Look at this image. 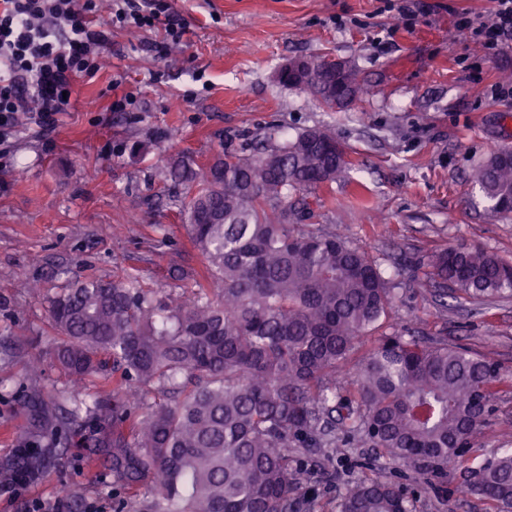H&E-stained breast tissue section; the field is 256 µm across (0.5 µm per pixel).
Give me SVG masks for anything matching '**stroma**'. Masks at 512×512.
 I'll list each match as a JSON object with an SVG mask.
<instances>
[{"label":"stroma","mask_w":512,"mask_h":512,"mask_svg":"<svg viewBox=\"0 0 512 512\" xmlns=\"http://www.w3.org/2000/svg\"><path fill=\"white\" fill-rule=\"evenodd\" d=\"M412 22L388 0H172L187 34L162 59L153 32L115 31L96 79L76 87L48 137L22 133L0 158V466L20 459L37 424L23 388L65 386L49 354L59 338L47 299L70 278L134 273L158 298L194 288L179 270L203 272L187 221L174 208L183 187L171 157L206 163L227 149L259 146L273 132L330 130L346 150L345 181L320 189L310 225L380 258L397 301L380 335L420 336L469 349L500 368L487 424L462 464L436 478L419 464L397 469L421 485L416 512H495L459 494L468 467L512 447V298L460 296L441 304L419 259L467 244L512 262V215L488 210L474 182L478 163L512 147V100L490 87L512 82V46L485 58L456 38L458 14L488 17L489 0H419ZM355 62L367 94L344 109L281 85L291 60ZM135 107L112 112V83ZM377 449L337 445L314 456L302 512H336L346 485L387 468ZM91 449L48 455L27 487L0 479V512H112Z\"/></svg>","instance_id":"stroma-1"}]
</instances>
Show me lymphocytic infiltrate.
Listing matches in <instances>:
<instances>
[{"label":"lymphocytic infiltrate","instance_id":"lymphocytic-infiltrate-1","mask_svg":"<svg viewBox=\"0 0 512 512\" xmlns=\"http://www.w3.org/2000/svg\"><path fill=\"white\" fill-rule=\"evenodd\" d=\"M98 0H0V154L9 155L18 113L41 131L69 111L76 82L93 81L111 46L112 30L160 31L147 49L164 57L186 33L171 0H111L107 20ZM490 22L460 15L458 31L477 37L488 55L512 42V0H492Z\"/></svg>","mask_w":512,"mask_h":512}]
</instances>
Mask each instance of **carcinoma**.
Here are the masks:
<instances>
[{
    "instance_id": "carcinoma-1",
    "label": "carcinoma",
    "mask_w": 512,
    "mask_h": 512,
    "mask_svg": "<svg viewBox=\"0 0 512 512\" xmlns=\"http://www.w3.org/2000/svg\"><path fill=\"white\" fill-rule=\"evenodd\" d=\"M326 58L280 83L342 108L364 92L353 63ZM348 162L330 131L306 129L260 151L224 150L205 165L180 157L176 185L191 184L192 242L222 296L199 285L164 302L130 275L73 280L47 298L61 342L51 351L74 379L112 365L102 389L27 390V407L51 426L24 448H66L79 436L103 448L112 471L113 512H298L307 480L297 448L345 442L380 450L393 463L421 461L444 475L487 422L501 381L497 365L440 341L383 336L346 381L342 367L395 302L381 262L333 232L302 225L309 203L293 194L345 179ZM476 182L495 213L512 199V149L477 166ZM419 266L440 296L512 292V263L460 244ZM464 490L512 512V448L470 468ZM415 492L390 480L349 486L338 512H413Z\"/></svg>"
}]
</instances>
